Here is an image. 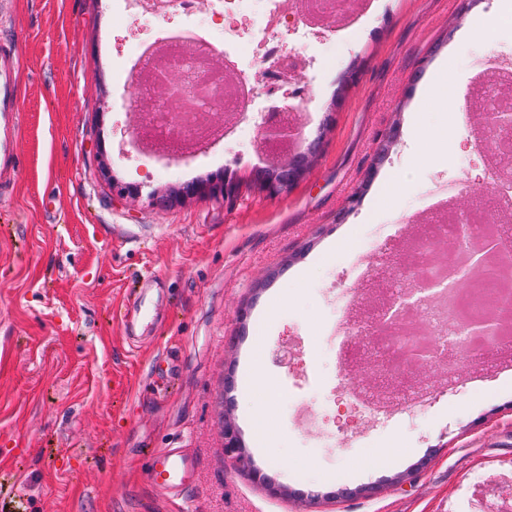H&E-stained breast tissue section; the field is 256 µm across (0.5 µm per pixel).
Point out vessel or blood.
Here are the masks:
<instances>
[{"instance_id":"obj_1","label":"vessel or blood","mask_w":512,"mask_h":512,"mask_svg":"<svg viewBox=\"0 0 512 512\" xmlns=\"http://www.w3.org/2000/svg\"><path fill=\"white\" fill-rule=\"evenodd\" d=\"M19 54L15 49L0 50V115L14 116L17 110L15 72ZM199 473L197 457L180 448H157L147 458L149 481L171 501H179L195 485Z\"/></svg>"}]
</instances>
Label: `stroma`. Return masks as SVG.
Segmentation results:
<instances>
[{
    "mask_svg": "<svg viewBox=\"0 0 512 512\" xmlns=\"http://www.w3.org/2000/svg\"><path fill=\"white\" fill-rule=\"evenodd\" d=\"M512 0H382L351 42L272 44L300 56L288 93L321 138L307 178L270 197L249 185L273 155L260 129L223 144L191 176L129 146L146 107L112 62L154 41L177 15L143 6L121 21L112 0H0V45H18L19 165L0 180V503L17 512H174L145 475L155 448L199 459L183 512H512V368L407 366L420 403L373 415L326 335L374 300L371 278L398 281L405 245L439 182L465 209L490 189L485 154L445 132L471 122L417 108L433 76L465 94L473 61L512 55L498 17ZM360 77L344 79L351 66ZM397 128L375 162L381 135ZM241 180L238 199L161 208L150 194L188 180ZM137 184L136 196L117 186ZM363 194L355 207L347 201ZM354 291L335 311L334 290ZM292 346L290 368L270 360ZM262 371L267 425L251 416ZM314 417L311 431L295 416ZM232 419L273 495L224 453ZM374 485L373 496L354 490Z\"/></svg>",
    "mask_w": 512,
    "mask_h": 512,
    "instance_id": "35a3bbf8",
    "label": "stroma"
}]
</instances>
